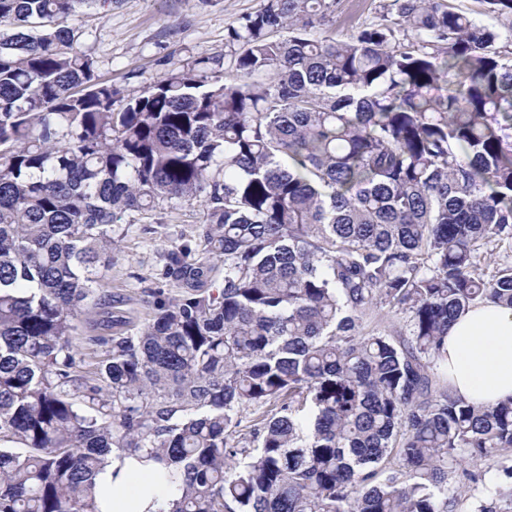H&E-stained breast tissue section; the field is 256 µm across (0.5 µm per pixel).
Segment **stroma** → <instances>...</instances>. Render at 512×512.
Wrapping results in <instances>:
<instances>
[{
    "instance_id": "35a3bbf8",
    "label": "stroma",
    "mask_w": 512,
    "mask_h": 512,
    "mask_svg": "<svg viewBox=\"0 0 512 512\" xmlns=\"http://www.w3.org/2000/svg\"><path fill=\"white\" fill-rule=\"evenodd\" d=\"M265 0H114L110 11L82 6L76 20L82 49L92 53L104 81L131 92L198 57L229 56L225 29ZM204 218L200 204L166 213L158 224H129L120 249L106 271L102 290L116 297L126 313L127 330L136 333L147 318L146 300L163 268L162 254L177 233ZM462 467L479 472L481 482L464 488L456 512H474L481 498L501 486L503 460L464 458Z\"/></svg>"
}]
</instances>
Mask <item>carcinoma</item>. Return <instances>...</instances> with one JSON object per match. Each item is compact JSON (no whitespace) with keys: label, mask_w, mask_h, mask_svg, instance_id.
<instances>
[{"label":"carcinoma","mask_w":512,"mask_h":512,"mask_svg":"<svg viewBox=\"0 0 512 512\" xmlns=\"http://www.w3.org/2000/svg\"><path fill=\"white\" fill-rule=\"evenodd\" d=\"M85 2L0 0V512H99L114 448L163 464L168 512H456L458 461L512 451V399L435 372L459 314L512 307V264L477 273L512 251V0H375L345 40L314 34L340 0H267L231 71L126 95ZM193 202L147 323L82 353L118 221ZM385 308L405 327L364 332ZM98 311L100 310L95 308H89L88 310H86V313L82 316V320L77 324L78 330L75 335V342L78 345V348L83 352H89V350L87 349V345L85 344V338L100 331L95 325V321L101 318V316H98L97 314Z\"/></svg>","instance_id":"carcinoma-1"}]
</instances>
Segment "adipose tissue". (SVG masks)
Here are the masks:
<instances>
[{
    "label": "adipose tissue",
    "instance_id": "1",
    "mask_svg": "<svg viewBox=\"0 0 512 512\" xmlns=\"http://www.w3.org/2000/svg\"><path fill=\"white\" fill-rule=\"evenodd\" d=\"M448 357L438 373L452 392L488 405L512 397V308L475 305L448 327ZM163 465L143 455L113 451L96 478L99 512H166Z\"/></svg>",
    "mask_w": 512,
    "mask_h": 512
}]
</instances>
